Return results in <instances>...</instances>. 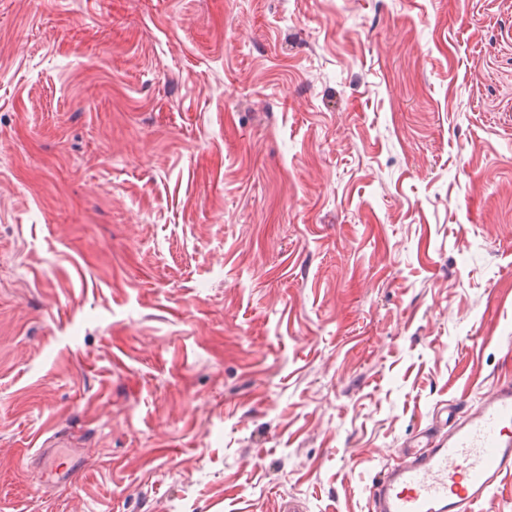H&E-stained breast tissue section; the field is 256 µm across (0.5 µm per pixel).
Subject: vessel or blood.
Here are the masks:
<instances>
[{
  "label": "vessel or blood",
  "instance_id": "1",
  "mask_svg": "<svg viewBox=\"0 0 512 512\" xmlns=\"http://www.w3.org/2000/svg\"><path fill=\"white\" fill-rule=\"evenodd\" d=\"M446 421V436L422 430L403 461L386 465L369 512H491L493 491L512 476V384Z\"/></svg>",
  "mask_w": 512,
  "mask_h": 512
}]
</instances>
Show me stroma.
Listing matches in <instances>:
<instances>
[{"mask_svg": "<svg viewBox=\"0 0 512 512\" xmlns=\"http://www.w3.org/2000/svg\"><path fill=\"white\" fill-rule=\"evenodd\" d=\"M505 383L512 0H0V512H368Z\"/></svg>", "mask_w": 512, "mask_h": 512, "instance_id": "35a3bbf8", "label": "stroma"}]
</instances>
